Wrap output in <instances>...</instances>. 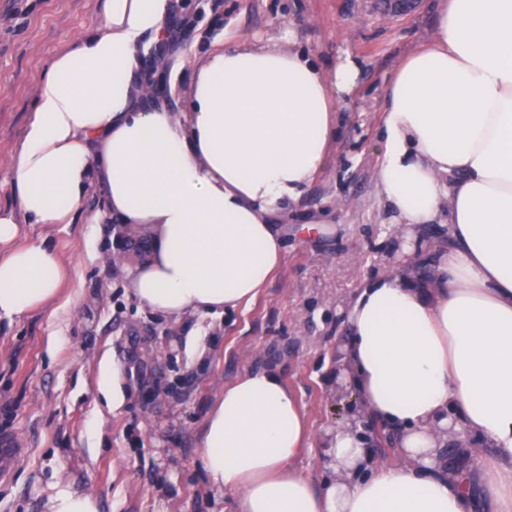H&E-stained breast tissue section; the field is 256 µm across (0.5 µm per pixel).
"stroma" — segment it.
<instances>
[{
    "label": "stroma",
    "instance_id": "stroma-1",
    "mask_svg": "<svg viewBox=\"0 0 512 512\" xmlns=\"http://www.w3.org/2000/svg\"><path fill=\"white\" fill-rule=\"evenodd\" d=\"M380 0H175L174 42L154 49L159 68L178 72L162 99L180 111L189 60L220 35L259 38L292 26L301 47L329 66L342 50L362 62L358 87L337 115L333 163L285 220L284 260L252 302L224 317L174 322L138 306L125 271L143 254L124 248L116 224H28L23 242L58 253L68 275L49 307L0 318V436L24 451L0 479V512H46L62 489L96 496L99 512H234L237 493L213 489L200 460L202 428L223 391L249 369L277 370L306 416L309 438L294 459L315 486L329 478L325 433L336 414V342L360 287L387 273L397 240L374 181L385 90L403 55L425 44L436 0H410L389 14ZM105 0H0V208L23 213L11 189L14 149L33 112L48 59L72 48L104 18ZM319 218L304 235L308 218ZM123 254L122 265L112 257ZM208 350L190 359L184 339ZM121 365L125 400L99 390L101 362Z\"/></svg>",
    "mask_w": 512,
    "mask_h": 512
}]
</instances>
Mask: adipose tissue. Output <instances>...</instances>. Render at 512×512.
Listing matches in <instances>:
<instances>
[{
    "mask_svg": "<svg viewBox=\"0 0 512 512\" xmlns=\"http://www.w3.org/2000/svg\"><path fill=\"white\" fill-rule=\"evenodd\" d=\"M171 0H106L104 19L52 56L15 148L12 189L36 224L73 223L91 187V223L150 233L127 271L137 304L182 320L250 302L283 259L280 221L333 162L336 114L361 69L351 53L325 72L294 30L213 41L173 112L138 74L176 37ZM376 181L403 238L447 225L428 283L394 272L346 310V383L373 417L404 432L401 457L375 459L351 423L326 433L329 482L293 460L308 430L272 370L225 386L201 462L236 512H512V0H438L429 44L406 54L385 92ZM0 210V316L53 301L57 252L17 245ZM475 437L483 482L440 461L447 425Z\"/></svg>",
    "mask_w": 512,
    "mask_h": 512,
    "instance_id": "ef3b65f1",
    "label": "adipose tissue"
}]
</instances>
